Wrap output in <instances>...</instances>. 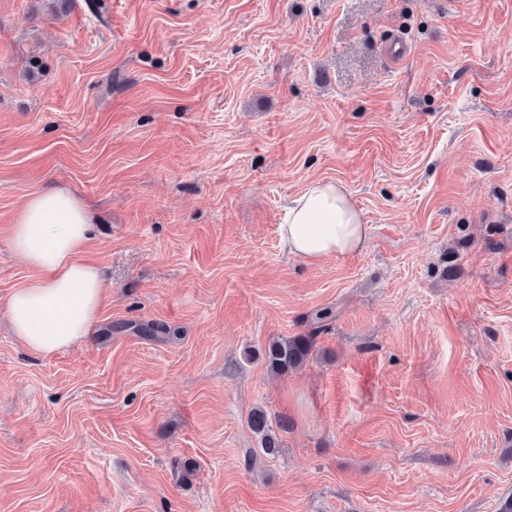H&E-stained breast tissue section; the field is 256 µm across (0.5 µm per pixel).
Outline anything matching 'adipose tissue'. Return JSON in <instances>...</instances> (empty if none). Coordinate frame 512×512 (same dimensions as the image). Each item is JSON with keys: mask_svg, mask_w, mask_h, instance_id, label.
Masks as SVG:
<instances>
[{"mask_svg": "<svg viewBox=\"0 0 512 512\" xmlns=\"http://www.w3.org/2000/svg\"><path fill=\"white\" fill-rule=\"evenodd\" d=\"M96 221L76 194L53 187L32 195L12 226V247L35 276L11 293L9 319L36 352L52 353L96 330L104 280L84 258ZM279 231L290 256L314 265L358 250L368 228L344 185L313 180L290 201Z\"/></svg>", "mask_w": 512, "mask_h": 512, "instance_id": "adipose-tissue-1", "label": "adipose tissue"}]
</instances>
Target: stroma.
I'll return each instance as SVG.
<instances>
[{"label": "stroma", "instance_id": "obj_1", "mask_svg": "<svg viewBox=\"0 0 512 512\" xmlns=\"http://www.w3.org/2000/svg\"><path fill=\"white\" fill-rule=\"evenodd\" d=\"M314 179L368 236L309 266L279 224ZM51 187L99 217L105 298L41 354L9 229ZM510 498L512 0H0V512ZM335 318L332 308L317 309L312 313V328L310 333L316 334L326 328ZM306 336L282 337L271 340L265 349V364L267 369L275 374H287L307 362L316 338L312 334ZM251 429L260 437L263 454L274 456L279 452V440L273 431L269 417L263 409H256L250 418Z\"/></svg>", "mask_w": 512, "mask_h": 512}]
</instances>
